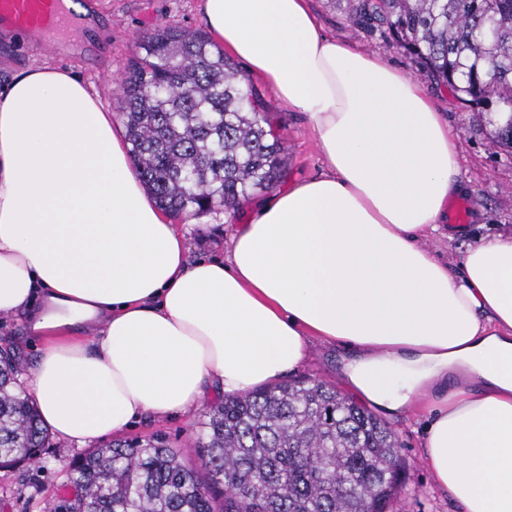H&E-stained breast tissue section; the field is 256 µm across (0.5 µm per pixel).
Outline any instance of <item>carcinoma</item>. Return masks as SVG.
Listing matches in <instances>:
<instances>
[{
  "label": "carcinoma",
  "instance_id": "obj_1",
  "mask_svg": "<svg viewBox=\"0 0 512 512\" xmlns=\"http://www.w3.org/2000/svg\"><path fill=\"white\" fill-rule=\"evenodd\" d=\"M353 21L417 59L512 150V0H345ZM120 112L142 183L171 216L234 209L282 176L261 98L206 34L143 37ZM0 347V467L37 464L47 428ZM198 463L168 439L117 441L69 465V512H387L401 443L336 386L306 377L227 396L200 421Z\"/></svg>",
  "mask_w": 512,
  "mask_h": 512
}]
</instances>
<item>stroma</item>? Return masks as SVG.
I'll use <instances>...</instances> for the list:
<instances>
[{
    "instance_id": "stroma-1",
    "label": "stroma",
    "mask_w": 512,
    "mask_h": 512,
    "mask_svg": "<svg viewBox=\"0 0 512 512\" xmlns=\"http://www.w3.org/2000/svg\"><path fill=\"white\" fill-rule=\"evenodd\" d=\"M82 2L96 13L99 25L60 54L41 50L28 34L0 29V85L28 67L50 64L77 74L90 91L98 95L104 109L115 113L119 110L118 78L144 35L170 29L199 32L207 29L202 0ZM307 6L327 36L378 54L411 77H418V66L413 58L353 23L343 7L329 6L327 0H307ZM251 81L261 92L264 112L286 148L285 182L319 175L324 169L323 159L303 114L288 110L261 77L252 76ZM425 87L458 138L461 147L459 177L467 186L466 198L472 204L466 235L451 240L436 237L429 242L430 248L438 254L455 260L476 237L512 234V155L493 146L488 128L480 125L474 113L462 109L447 88L431 81L426 82ZM274 196L271 190L255 192L228 222L219 209L175 217V224L188 239L191 259L223 256L234 225L247 223L252 218L254 202L269 201ZM343 355V349L334 344L313 342L300 373L338 383ZM212 403V398L208 397L185 413L146 416L133 423L124 435L129 439H144L156 432L165 433L183 458L194 462L197 421L201 411ZM425 424V415L418 412L391 422L403 444L401 487L392 503V512H464L459 502L440 490L425 463ZM83 451V446L55 437L50 448L45 449L41 463L1 468L0 512H45L50 506L55 512H64L70 498L67 469L71 460Z\"/></svg>"
}]
</instances>
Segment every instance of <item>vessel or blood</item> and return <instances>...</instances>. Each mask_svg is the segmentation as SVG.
I'll return each instance as SVG.
<instances>
[{
  "instance_id": "b4317fda",
  "label": "vessel or blood",
  "mask_w": 512,
  "mask_h": 512,
  "mask_svg": "<svg viewBox=\"0 0 512 512\" xmlns=\"http://www.w3.org/2000/svg\"><path fill=\"white\" fill-rule=\"evenodd\" d=\"M71 12L67 0H0V26L38 34L45 47L60 50L59 31Z\"/></svg>"
}]
</instances>
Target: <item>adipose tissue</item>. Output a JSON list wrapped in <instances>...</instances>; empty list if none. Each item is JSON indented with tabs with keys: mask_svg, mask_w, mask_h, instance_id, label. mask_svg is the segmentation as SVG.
<instances>
[{
	"mask_svg": "<svg viewBox=\"0 0 512 512\" xmlns=\"http://www.w3.org/2000/svg\"><path fill=\"white\" fill-rule=\"evenodd\" d=\"M209 30L305 115L326 170L253 206L224 260L190 261L115 114L73 73L0 88V315L40 341L44 425L84 444L297 371L312 340L392 418L428 411L424 455L465 512H512V235L459 264L425 247L461 194L425 87L326 36L306 0H203Z\"/></svg>",
	"mask_w": 512,
	"mask_h": 512,
	"instance_id": "1",
	"label": "adipose tissue"
}]
</instances>
